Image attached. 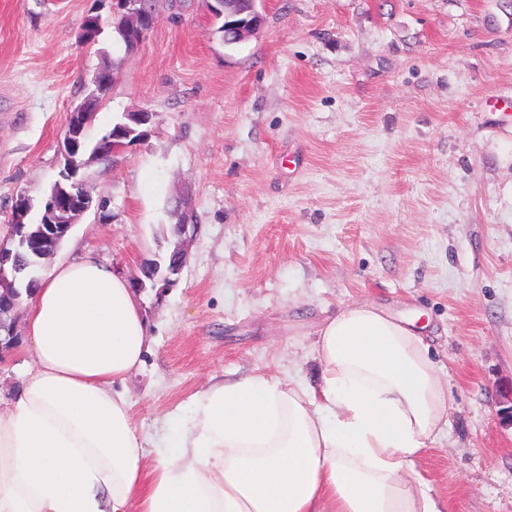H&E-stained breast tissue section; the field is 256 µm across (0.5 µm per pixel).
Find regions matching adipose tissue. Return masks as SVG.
<instances>
[{
  "instance_id": "1",
  "label": "adipose tissue",
  "mask_w": 512,
  "mask_h": 512,
  "mask_svg": "<svg viewBox=\"0 0 512 512\" xmlns=\"http://www.w3.org/2000/svg\"><path fill=\"white\" fill-rule=\"evenodd\" d=\"M148 336L111 265L42 274L33 364L0 409V512H441L413 465L450 396L413 322L341 308L318 332V386L211 381L154 467L124 391Z\"/></svg>"
}]
</instances>
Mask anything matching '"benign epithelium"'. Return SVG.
<instances>
[{
  "instance_id": "obj_1",
  "label": "benign epithelium",
  "mask_w": 512,
  "mask_h": 512,
  "mask_svg": "<svg viewBox=\"0 0 512 512\" xmlns=\"http://www.w3.org/2000/svg\"><path fill=\"white\" fill-rule=\"evenodd\" d=\"M211 15L219 14L224 17V31L233 35L234 42L239 43L256 33L263 23L262 13L258 10L259 0H249L248 18L241 22L238 17L242 11L232 7L230 0H203ZM158 7L150 8L142 0H115L112 6V18L115 19V29L118 30L129 51L138 49L146 32L155 24ZM152 114L148 111L130 112L125 114L124 130L121 138L130 139L135 136L142 138L145 132L139 127L151 120ZM87 124L86 112L82 106H73L69 110V120L62 142V155L64 159L71 160V155L80 149V140ZM92 206V198L81 192L78 196H72L62 188L52 190L44 205L43 224L39 225L37 236L29 238L24 235L20 244L28 246L39 259H44L53 253L60 242L68 234L77 220ZM12 251L0 245V301L7 309H12L21 294L16 287V279H8L6 266L11 261ZM185 264L184 253L177 249L169 257L166 267H161L157 261L145 265L143 273L146 280H137L136 286L146 287V282H163L168 285L172 282L171 276L180 273Z\"/></svg>"
}]
</instances>
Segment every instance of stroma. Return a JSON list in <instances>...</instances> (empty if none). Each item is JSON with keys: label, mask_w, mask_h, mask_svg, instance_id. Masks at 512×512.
<instances>
[{"label": "stroma", "mask_w": 512, "mask_h": 512, "mask_svg": "<svg viewBox=\"0 0 512 512\" xmlns=\"http://www.w3.org/2000/svg\"><path fill=\"white\" fill-rule=\"evenodd\" d=\"M109 0H0V225L38 223L69 107L117 52ZM227 46L200 0L160 4L91 124L151 112L149 134L80 176L90 209L52 256L87 253L145 288L150 353L126 382L133 421L165 439L211 377L313 384L322 321L372 304L413 321L448 384L415 470L445 512H512V0H264ZM101 32L83 45L88 14ZM197 226L177 237L176 202ZM26 301L0 400L28 357ZM185 260V255L181 250H174L168 257L165 273L161 272L159 262L152 261L145 265L143 270L144 276L152 283L153 287L157 280L162 281L164 286L169 285L173 281L170 277L180 273L185 264Z\"/></svg>", "instance_id": "35a3bbf8"}]
</instances>
